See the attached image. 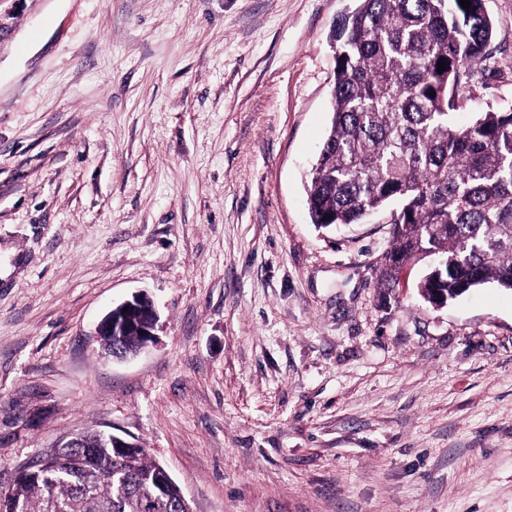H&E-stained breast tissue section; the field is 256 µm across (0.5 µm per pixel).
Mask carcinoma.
Here are the masks:
<instances>
[{"label": "carcinoma", "instance_id": "obj_1", "mask_svg": "<svg viewBox=\"0 0 512 512\" xmlns=\"http://www.w3.org/2000/svg\"><path fill=\"white\" fill-rule=\"evenodd\" d=\"M358 0L336 20L332 118L310 170L307 204L323 228L400 205L379 282L433 258L418 284L452 301L495 283L512 291V105L454 121L464 72L485 59L494 27L485 0ZM445 70L438 72V64ZM139 351L144 336H102ZM52 479L19 476L0 512H191L141 447L129 453L96 432L48 451Z\"/></svg>", "mask_w": 512, "mask_h": 512}]
</instances>
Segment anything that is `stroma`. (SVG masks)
<instances>
[{"instance_id": "obj_1", "label": "stroma", "mask_w": 512, "mask_h": 512, "mask_svg": "<svg viewBox=\"0 0 512 512\" xmlns=\"http://www.w3.org/2000/svg\"><path fill=\"white\" fill-rule=\"evenodd\" d=\"M457 119L512 104V0ZM356 0H0V488L87 429L192 512H512V291L378 268L307 175ZM158 308L138 356L98 323ZM143 293H135L129 299L124 300L113 308L99 323L97 333L99 336L105 332L112 333L113 319H117L118 315L122 316L124 329L136 327L146 332L145 336H122L116 340L114 336H101L106 350L118 348L120 354L129 355L139 351L146 342V336H154V329L157 323V312L151 301V306L146 308L139 307L135 300L139 299ZM128 306L127 311L124 307ZM118 310V313L115 311ZM118 344H120L118 346Z\"/></svg>"}]
</instances>
